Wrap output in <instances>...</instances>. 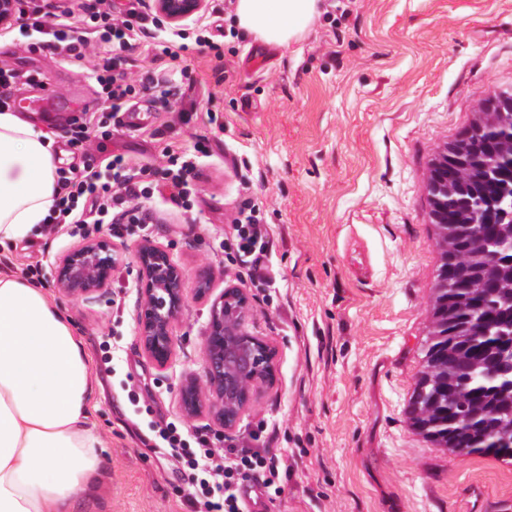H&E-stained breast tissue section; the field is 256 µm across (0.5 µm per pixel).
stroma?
Instances as JSON below:
<instances>
[{"mask_svg":"<svg viewBox=\"0 0 512 512\" xmlns=\"http://www.w3.org/2000/svg\"><path fill=\"white\" fill-rule=\"evenodd\" d=\"M236 2L204 10L223 59L190 45L174 63L184 73L176 102L138 96L140 127L87 144L159 168L167 146L210 142L194 210L163 196L150 236L209 287L188 295L169 364L150 360L138 334L139 237L113 239L106 224L83 237L62 224L0 246L7 269L33 274L70 321L90 362L105 463L92 512H191L181 465L146 440L148 423L183 420L235 440L275 431L288 478L259 512H502L512 462L436 447L409 410L440 265L429 166L490 89L512 86V0H321L284 49L230 36ZM27 42L19 25L1 32L0 66L39 73L56 97L99 100L83 62ZM249 196L273 234L270 288L249 287L215 249ZM88 238L112 239L120 260L106 288L73 295L54 268ZM229 287L243 290L254 310L247 331L275 357L272 383L225 429L207 401L185 420L180 389L203 374L211 302Z\"/></svg>","mask_w":512,"mask_h":512,"instance_id":"35a3bbf8","label":"stroma"}]
</instances>
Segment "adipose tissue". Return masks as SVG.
<instances>
[{
    "instance_id": "ef3b65f1",
    "label": "adipose tissue",
    "mask_w": 512,
    "mask_h": 512,
    "mask_svg": "<svg viewBox=\"0 0 512 512\" xmlns=\"http://www.w3.org/2000/svg\"><path fill=\"white\" fill-rule=\"evenodd\" d=\"M319 0H237L242 32L299 41ZM50 133L0 112V244L28 239L56 201ZM79 338L36 283L0 270V512H89L102 442Z\"/></svg>"
}]
</instances>
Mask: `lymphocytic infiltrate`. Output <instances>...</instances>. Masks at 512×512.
Segmentation results:
<instances>
[{
    "label": "lymphocytic infiltrate",
    "instance_id": "lymphocytic-infiltrate-1",
    "mask_svg": "<svg viewBox=\"0 0 512 512\" xmlns=\"http://www.w3.org/2000/svg\"><path fill=\"white\" fill-rule=\"evenodd\" d=\"M20 19L36 34V47L54 48L77 60H89V74L101 88V98L112 121L101 130L107 139L120 127V115L139 92H147L162 104L177 100L181 87L168 64L185 50L188 37L198 45L220 52V44L207 35L209 23L197 18L190 28H169L164 36L153 30L157 19L141 8L133 7L124 17L115 18L105 7L85 8L81 15L64 10L47 18L38 4L21 10ZM101 30L102 45L90 52L82 27ZM146 48L152 68L129 78L118 70L138 48ZM208 141L200 140L192 148H167L163 178L174 199L183 209L195 203V171L202 158L208 157ZM155 171L147 164H135L121 154H87L83 168L58 171V197L46 221L69 224L84 231L89 224H107L114 236L121 237L138 229L147 230L155 221L157 183ZM220 251L239 260L247 277L257 288L272 281L269 266L273 242L270 227L264 224L261 208L253 201L243 202L230 224V232L219 242ZM162 447L171 449L179 459L193 492L191 499L204 512H245L242 490L245 483H255L262 491L281 493L288 476L282 455L261 448L219 447L216 441L198 436L181 423L169 422L158 427Z\"/></svg>",
    "mask_w": 512,
    "mask_h": 512
}]
</instances>
